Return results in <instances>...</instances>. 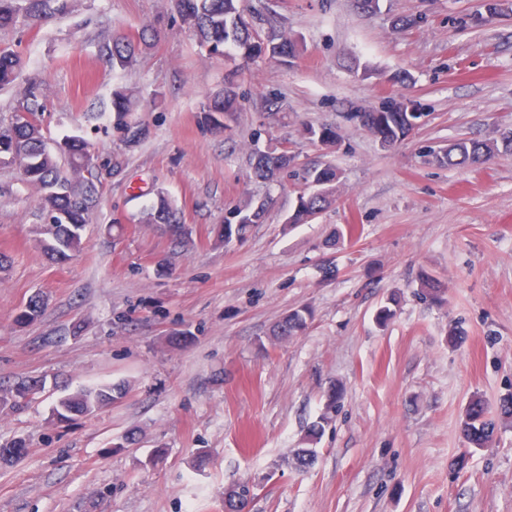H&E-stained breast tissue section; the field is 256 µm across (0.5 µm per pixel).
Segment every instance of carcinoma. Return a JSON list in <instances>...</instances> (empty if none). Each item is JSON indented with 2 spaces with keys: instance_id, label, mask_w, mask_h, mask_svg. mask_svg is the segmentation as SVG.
Segmentation results:
<instances>
[{
  "instance_id": "obj_1",
  "label": "carcinoma",
  "mask_w": 512,
  "mask_h": 512,
  "mask_svg": "<svg viewBox=\"0 0 512 512\" xmlns=\"http://www.w3.org/2000/svg\"><path fill=\"white\" fill-rule=\"evenodd\" d=\"M240 0H174L182 27L195 36L198 45L207 55L223 56L225 48L233 47L238 53L252 40V27L242 21ZM72 0H0V30L15 28L20 24L35 23L56 16H64L71 10ZM267 54L272 58L287 59L297 56L300 44L284 29H271L265 37ZM141 44L125 37H115L112 43L103 46V51L112 60V67L124 70L130 67ZM22 61L18 53L8 47H0V87L10 85L16 79ZM41 96V82L28 83L23 97L16 101L13 111H38ZM240 109L236 84L229 82L224 90L209 98L203 111L217 127L224 126L222 118L231 116ZM142 111L134 91L118 87L112 93V127L118 133L122 149L112 157L99 162L91 153L90 145L78 137H66L48 146L38 122L19 124L12 120L0 122V143L5 152L0 155L1 167H17L23 181L39 194L40 204L46 216V224L39 231L43 238L39 245L48 258L64 263L82 250L83 234L90 216L96 207L104 182L86 176L88 166H96L109 178L121 174L125 166V152L132 150L150 134L149 127L135 117ZM353 117L361 118V127L374 137H383L386 148L392 149L406 139V119L398 112H356ZM512 150V131L500 134V140H474L462 138L447 149L435 153L436 161L448 166L484 164L499 147ZM295 156L286 151H255L250 161L256 177L275 181L281 171L289 168ZM336 168L313 163L305 167L303 180L313 187L297 199L295 223L308 221L336 203ZM267 208L256 209V203L249 202L239 208V219L235 224L224 225V244L233 238L242 239L254 224H261ZM143 224H165L172 231L176 243L185 239V227L181 226L177 211L167 194L160 190L155 200L140 218ZM446 292L435 276L424 273L419 278V294L430 302L441 305ZM310 317L306 309L288 311L272 329L277 340H286L303 331ZM36 382L21 381L8 390L0 389V405L8 406L20 402V397L34 388ZM123 394L117 385L80 387L61 397L53 412L60 421L75 417L93 415L96 410L112 404ZM343 392L334 386L327 394L325 411L308 427L305 441L308 448H297L294 459L300 468L314 464L317 451L313 445L323 435L331 421V414L339 406ZM461 431L467 442L476 448L486 447L492 440L494 425L487 419V409L481 397H473L461 421Z\"/></svg>"
}]
</instances>
